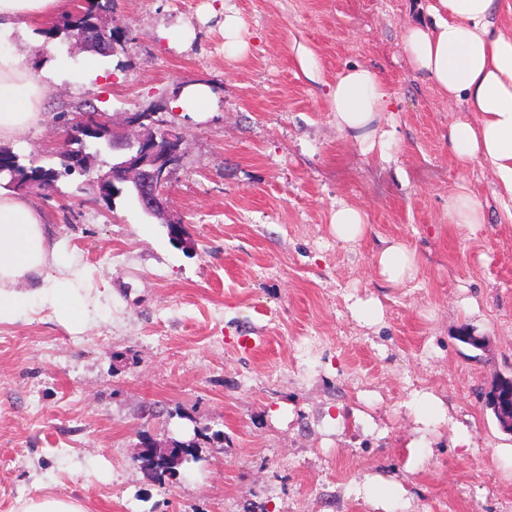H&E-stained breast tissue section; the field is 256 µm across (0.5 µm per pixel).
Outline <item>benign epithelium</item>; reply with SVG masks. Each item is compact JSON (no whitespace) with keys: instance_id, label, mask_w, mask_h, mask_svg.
Returning a JSON list of instances; mask_svg holds the SVG:
<instances>
[{"instance_id":"obj_1","label":"benign epithelium","mask_w":512,"mask_h":512,"mask_svg":"<svg viewBox=\"0 0 512 512\" xmlns=\"http://www.w3.org/2000/svg\"><path fill=\"white\" fill-rule=\"evenodd\" d=\"M89 135L112 152V170L90 175L89 193L107 197L112 187L122 185L144 214L162 216L165 223L179 228L170 239L181 242L182 221L168 214L167 199V184L181 162V134L155 122L150 112H125L118 122L100 113L94 124L85 119L71 123L66 140L83 142ZM65 162L82 173L94 168L92 159L82 152Z\"/></svg>"}]
</instances>
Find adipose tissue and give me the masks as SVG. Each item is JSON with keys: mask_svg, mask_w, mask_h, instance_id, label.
<instances>
[{"mask_svg": "<svg viewBox=\"0 0 512 512\" xmlns=\"http://www.w3.org/2000/svg\"><path fill=\"white\" fill-rule=\"evenodd\" d=\"M68 0H0V32L28 20L51 26ZM497 0H430L427 18L407 28L413 70L471 118L448 129V149L460 169L478 165L494 177L502 209L512 220V32L498 24ZM45 88L26 56L0 47V142L21 141L41 118ZM390 95L370 66L353 64L328 84L336 127L363 153L386 156L396 143ZM381 280L397 286L416 278L419 256L397 241L375 254ZM60 250L44 230L41 211L26 197L0 189V324L36 308L53 309L67 326L89 322L93 310L75 291L73 276L46 277Z\"/></svg>", "mask_w": 512, "mask_h": 512, "instance_id": "obj_1", "label": "adipose tissue"}]
</instances>
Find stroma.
<instances>
[{
    "instance_id": "stroma-1",
    "label": "stroma",
    "mask_w": 512,
    "mask_h": 512,
    "mask_svg": "<svg viewBox=\"0 0 512 512\" xmlns=\"http://www.w3.org/2000/svg\"><path fill=\"white\" fill-rule=\"evenodd\" d=\"M426 4L116 0L125 46L94 69L73 40L15 24L10 47L46 83L23 163L58 166L86 107L115 119L163 107L183 138L168 204L185 234L170 241L130 198L92 199L77 172L28 192L99 307L76 330L48 309L0 324V512L35 492L85 512H512V433L480 398L512 372V221L493 177L460 171L448 150L467 112L408 63L404 31ZM228 10L244 24L241 57L224 47ZM356 63L391 96L385 162L348 142L329 107L328 82ZM195 83L214 91L211 111L177 107ZM463 188L487 223H450ZM340 202L368 216L357 243L332 230ZM384 240L417 251L415 280L382 285ZM372 297L381 323L352 318L350 299ZM244 334L257 352L239 351ZM418 392L449 422L425 423ZM197 428L198 462L157 482L143 437L164 448Z\"/></svg>"
}]
</instances>
